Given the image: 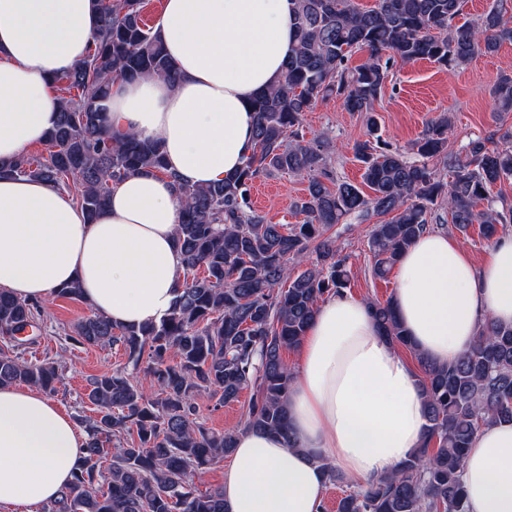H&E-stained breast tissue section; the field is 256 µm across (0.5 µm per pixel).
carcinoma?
I'll return each instance as SVG.
<instances>
[{
    "mask_svg": "<svg viewBox=\"0 0 512 512\" xmlns=\"http://www.w3.org/2000/svg\"><path fill=\"white\" fill-rule=\"evenodd\" d=\"M464 4L375 0L363 8L358 0H293L297 41L282 80L253 102V147L243 167L205 187L176 184L182 283L170 312L125 328L94 313L68 334L76 346H121L133 368L145 365L156 392H146L125 367L90 379L92 414L79 418L88 432L84 457L41 512H224L223 488L202 492L194 476L230 455L235 432L217 434L198 422L196 398L209 393L226 405L249 388L242 428L291 437L294 373L283 351L298 346L323 296L350 282L348 257L331 228L352 216L385 217L367 242L372 273L385 279L439 209L448 210L461 232L479 225L489 243L512 223L507 200L499 207L490 200L493 185L512 179V141L494 147L472 141L461 160L448 153L452 122L441 114L402 152L376 136L370 117L395 60L448 68L512 42V0H492L477 22L458 25ZM144 8L145 0H99L100 25L87 56L55 80L62 106L45 139L48 157L1 162L0 176L63 186L93 217L109 205L121 179L167 174L160 144L133 134L116 138L106 121L115 81L176 80L162 40L144 23ZM359 50L367 52L365 62L349 67ZM493 95L501 110L512 111V78H502ZM333 96L347 111L369 115L368 139L353 148L369 194L330 177L327 136L307 140L302 133L303 113ZM431 159L448 167L450 180L437 176ZM279 173L308 179L306 194L294 203L300 224H273L253 207V184ZM311 247L315 262L290 278L288 262H304ZM368 305L382 336L413 349L392 301ZM42 316L39 302L0 289V387L57 391V362L28 360L20 350L34 343L25 333L40 329ZM416 359L427 416L423 447L364 485L319 459L327 482L343 487L336 512H465L462 477L474 435L512 422V326H483L472 348L448 365Z\"/></svg>",
    "mask_w": 512,
    "mask_h": 512,
    "instance_id": "1",
    "label": "carcinoma"
}]
</instances>
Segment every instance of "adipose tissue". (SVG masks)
Wrapping results in <instances>:
<instances>
[{"label": "adipose tissue", "mask_w": 512, "mask_h": 512, "mask_svg": "<svg viewBox=\"0 0 512 512\" xmlns=\"http://www.w3.org/2000/svg\"><path fill=\"white\" fill-rule=\"evenodd\" d=\"M292 8V0H164L156 29L177 81L116 82L107 117L113 133L160 143L167 175L126 177L93 219L64 188L0 179V288L43 300L75 281L115 325L166 316L182 278L175 185L219 182L245 162L253 100L281 79L294 45ZM98 26L94 0H0V161L55 125L54 79L86 57ZM393 302L422 356L459 359L485 323L512 325V235L491 243L478 266L452 236L421 234L397 263ZM298 350L288 407L297 445L238 430L224 467L226 512H319L323 461L367 482L424 443L420 378L364 301L345 291L325 299ZM85 441L39 389L0 387V512L55 499ZM464 485L466 512H512V423L476 433Z\"/></svg>", "instance_id": "1"}]
</instances>
